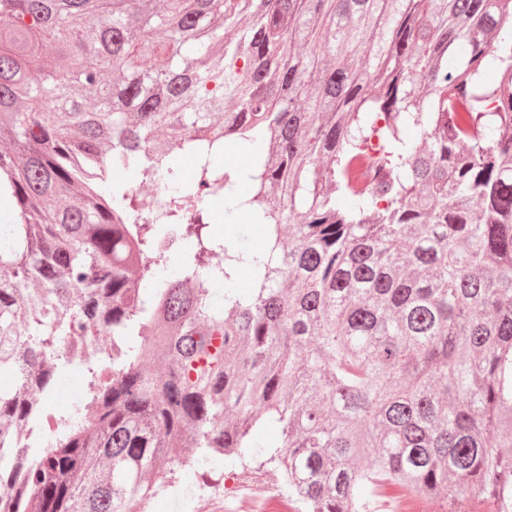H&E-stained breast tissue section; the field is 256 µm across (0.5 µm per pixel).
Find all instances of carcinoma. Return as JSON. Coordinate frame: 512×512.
Masks as SVG:
<instances>
[{
  "mask_svg": "<svg viewBox=\"0 0 512 512\" xmlns=\"http://www.w3.org/2000/svg\"><path fill=\"white\" fill-rule=\"evenodd\" d=\"M0 139V512H132L187 451L512 512V0H0ZM211 232L214 236L235 245L246 237L249 243L258 245L264 237V229L261 225H246L244 221H239L238 224H224V220H221L211 225ZM65 379L66 383L59 389L58 393H56V399L53 404H67L71 402L84 388L85 375L77 366L68 370Z\"/></svg>",
  "mask_w": 512,
  "mask_h": 512,
  "instance_id": "cac0c4a2",
  "label": "carcinoma"
}]
</instances>
